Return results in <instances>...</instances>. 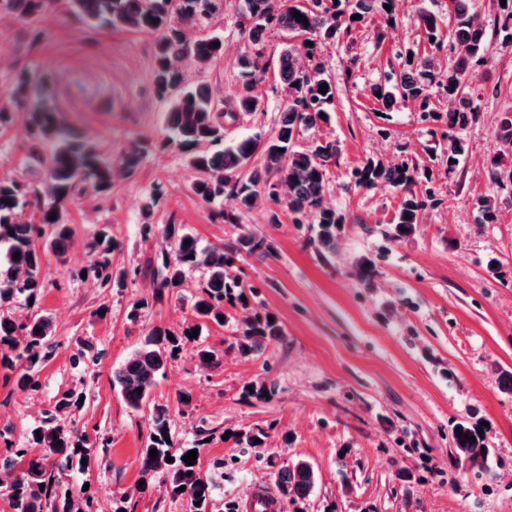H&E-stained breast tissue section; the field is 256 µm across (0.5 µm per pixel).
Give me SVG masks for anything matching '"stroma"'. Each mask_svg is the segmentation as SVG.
Listing matches in <instances>:
<instances>
[{"label": "stroma", "instance_id": "stroma-1", "mask_svg": "<svg viewBox=\"0 0 512 512\" xmlns=\"http://www.w3.org/2000/svg\"><path fill=\"white\" fill-rule=\"evenodd\" d=\"M241 4L224 0L214 21L224 36L223 58L203 71L185 67L187 81L207 82L219 102L238 90L248 49ZM423 8L452 25L448 0H395L394 25L373 16L318 46L334 87L332 120L303 133L301 142L335 141L325 203L345 217L335 253L324 255L311 243L310 225L295 223L273 201L244 211L233 196L217 206L193 192L184 156L162 145L152 36L91 30L57 11L29 25L0 10V104H8L11 119L0 129V177H43L30 158L28 107L10 101L22 70L51 76L48 96L107 157L118 159L135 142L148 149L135 175L117 180L106 199L88 193L66 206L73 238L63 259L47 257L35 304L54 325L39 389L19 388L16 372L0 367V427H11L17 447L29 446L45 409L76 390L84 400L70 416L73 427L109 443L90 448L91 466L69 472L66 486L87 489L111 512H189L187 498L172 494L162 475H142L149 407L130 409L112 386L114 371L153 328L177 331L192 318L206 270L188 271L178 295L154 301L150 269L159 243L141 234L145 224H182L203 246L233 245L245 235L272 245L266 254L235 255L232 272L245 298L225 305L223 324L208 323L197 339L220 351V363L202 368L192 353H181L150 396L170 410L174 447H192L198 426L208 429L198 467L215 485L212 512H243L254 486L275 488L269 457L308 461L318 474L314 492L299 504L284 502V512H512V206L502 207L493 224L479 223L476 206L495 190L488 179L493 156L512 177V145L500 136L512 118V37L489 34L488 62L470 74L478 113L460 134L465 153L452 170L442 88L432 91L435 121L415 101L396 99L386 111L371 94L400 71L406 52H432L419 25ZM288 40L287 33L268 32L269 68L255 89L261 108L225 120L227 139L273 132L286 100L277 65ZM435 55L447 69L448 52ZM369 160L416 165L414 191L435 193L436 205L424 208L415 231L400 240L391 233L401 192L353 182L352 171ZM156 185L164 195L149 211ZM220 210L236 215V223L217 218ZM103 230L117 244L105 287L87 276L85 248ZM365 258L374 263L367 280L355 268ZM142 298L146 307L130 318ZM254 312L274 316L284 335L244 355L237 341ZM83 341L100 357L73 365ZM250 383L265 386L266 395L246 393ZM460 421L484 425L489 474L477 477L453 463L450 433ZM257 427L269 432L260 446L238 444L239 432ZM128 491L133 500H124Z\"/></svg>", "mask_w": 512, "mask_h": 512}]
</instances>
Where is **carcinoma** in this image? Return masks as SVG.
Segmentation results:
<instances>
[{"label":"carcinoma","mask_w":512,"mask_h":512,"mask_svg":"<svg viewBox=\"0 0 512 512\" xmlns=\"http://www.w3.org/2000/svg\"><path fill=\"white\" fill-rule=\"evenodd\" d=\"M498 2L490 21L478 19L470 10V0H448V11L454 25L448 32L441 30L436 16L420 15L429 46L437 51L448 48L454 62L445 75L444 92L448 94L450 112L448 131V170H454L458 156L464 152L459 130L477 114L473 91L469 88L472 68L487 63L485 57L487 28L512 33V0ZM241 29L247 35L251 51L240 60V89L230 101L231 111L250 114L260 108L255 86L268 68L265 57V35L271 30H284L301 39V43L283 50L279 58L278 78L286 101L272 135L247 136L224 141L223 110L218 107L211 91L203 82L189 84L181 65L191 61L201 69L210 67L224 54V39L213 29L214 18L224 12V0H0L5 9L29 22L49 11L60 10L91 29L150 34L154 37L152 87L154 94L167 100L166 135L164 144L180 151L195 174L194 193L207 203H213L229 192L239 200L244 210L256 208L270 199L294 216V222H308L317 227L313 238L316 250L336 252V230L344 216L324 206V193L329 166L336 160V144L323 142L301 148L297 139L302 131L329 122L327 114L334 100L333 86L324 74L322 62L315 54L312 42L332 39L341 30H350L358 14L386 16L394 19L385 6L393 0H245ZM305 16L302 22L293 12ZM158 23H153V20ZM438 68L434 58L404 56L397 82L386 88L378 86L373 93L388 107L395 97L415 100L424 116L436 112L431 102L430 86L435 84ZM327 92L321 93V86ZM32 87L27 71L14 81V96L29 97ZM26 135L38 147L34 160L43 169V188L16 179H0V366L19 370V383L26 389L38 388L42 365L51 355L54 343L52 320L36 313L16 315L10 311L18 296L36 298L45 288L41 276L46 255L62 257L72 236L71 227L63 219V210L75 198L92 188L96 195H106L120 176L128 178L138 170L143 153L134 144L121 154L117 162L103 157L98 142L85 138L66 124L63 113L42 98L29 112ZM355 183L370 186L384 183L404 193L394 219L396 236L412 232L420 223L421 210L436 204L431 192L418 198L410 166H385L368 161L352 172ZM512 205V188L507 193L484 194L478 197L479 223L497 220L502 204ZM33 205L38 221L22 222L18 211ZM55 218H50V215ZM144 236H158L162 242L151 275L157 283L155 299L181 287L186 271L204 266L209 276L195 296L192 317L222 323L224 300H232L234 289L241 287L232 275V254L244 249L249 253L264 252L266 242L252 235L244 236L238 245L201 248L195 238L174 224L161 227L145 224ZM89 271L100 285L107 286L113 278L112 236L99 232L87 242ZM19 258H13L14 254ZM244 342L240 349L251 353L263 343L283 336V329L269 316L253 314L246 321ZM41 332H36V329ZM192 327L177 333L156 327L114 374L129 408L137 411L147 400L174 350H183L192 338ZM78 403L74 392L67 391L51 408L44 411L37 430L40 436L33 443L41 448L42 456H29V449L14 448L4 440L3 452L11 462L14 474L9 481V505L12 512H96L89 496L67 497L63 488L65 471L90 461L87 448L92 443L108 445L99 435L74 433L64 425L67 410ZM171 418L167 407L155 405L149 418L144 446L141 448V469L145 475L161 472L167 476L173 493L187 496L191 512H209L213 486L196 465L183 461L189 449L176 448L171 439ZM475 440L462 441L459 434ZM455 462L474 468L482 466L489 448L485 434L460 422L451 432ZM157 450V458L150 456ZM172 461H166V458ZM275 468L277 487L292 503L308 497L317 483L314 467L306 461L291 464L266 461Z\"/></svg>","instance_id":"1"}]
</instances>
